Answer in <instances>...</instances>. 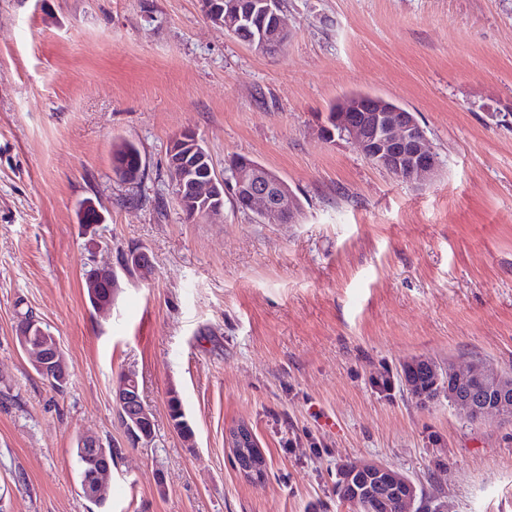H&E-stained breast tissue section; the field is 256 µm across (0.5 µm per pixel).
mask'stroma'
Listing matches in <instances>:
<instances>
[{"label":"stroma","instance_id":"stroma-1","mask_svg":"<svg viewBox=\"0 0 512 512\" xmlns=\"http://www.w3.org/2000/svg\"><path fill=\"white\" fill-rule=\"evenodd\" d=\"M291 37L261 54L199 0H0V512H353L352 459L380 461L448 512H512V424L423 406L382 372L429 358L512 374V0H284ZM355 92L414 112L438 160L424 184L324 139ZM193 131L217 177L242 154L288 181L296 224L225 200L186 221L167 165ZM140 150L134 186L112 144ZM104 221H79L84 199ZM147 253L148 278L123 269ZM117 271L107 311L83 287ZM31 312L63 348L51 390L15 341ZM135 373L154 415L130 447L113 402ZM181 395L195 438L167 415ZM244 421L268 477L245 481ZM117 448L103 504L76 440ZM141 159L138 147L128 141H121L113 144L112 149V172L122 182H132L137 180L138 183L143 176H140L132 168L129 167L130 160ZM126 160V163L123 161ZM137 183V184H138ZM225 438L228 448L234 450L235 448H256V450L254 449L255 452L261 451L260 448L258 449L250 425L246 422H238L229 427L225 433ZM96 442H97L96 439L91 437L90 434L81 435L80 440H79V448H76V456H77V461H78V479H79L80 489L86 498H88V497L85 494L84 488L86 486H88V487L92 486V484L95 480V477H96L95 475H96L97 469H94L93 467H91L84 461V458L82 457V455L80 453V449L81 448H96L97 447Z\"/></svg>","mask_w":512,"mask_h":512}]
</instances>
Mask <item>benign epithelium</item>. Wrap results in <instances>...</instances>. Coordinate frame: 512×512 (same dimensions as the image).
<instances>
[{
	"label": "benign epithelium",
	"mask_w": 512,
	"mask_h": 512,
	"mask_svg": "<svg viewBox=\"0 0 512 512\" xmlns=\"http://www.w3.org/2000/svg\"><path fill=\"white\" fill-rule=\"evenodd\" d=\"M278 7L277 0H262L259 4V8L279 18V26L267 30L255 43L260 52L289 40L290 30ZM201 8L213 23L232 34L250 20V16L243 14L239 0H224L221 8L216 7L214 0H201ZM340 111L347 113V117L336 123V129L327 127L321 131L323 137L338 136L354 142L371 164L409 181L422 184L435 176L437 157L414 113L372 94L346 103ZM233 181L246 209L265 216L273 224L297 223L300 211L295 197L279 178L243 159L234 169ZM39 329L36 320L16 326L18 345L37 372L63 385L68 371L60 342L56 338L46 342L35 338L34 331ZM420 370L434 376L433 386L423 389L415 382L414 376ZM400 381L409 394L424 404L444 391L450 404L468 418L512 420V379L485 364L468 367L450 361L442 369L431 360L414 359L403 364ZM113 400L129 435L142 433L154 424L153 414L135 384L116 387ZM225 438L227 447L234 450L232 460L239 475L247 481H257L250 459L238 452L240 448L257 447L250 425H232ZM340 496L348 503L366 506V512H447L446 503H424L411 479L374 461L353 462Z\"/></svg>",
	"instance_id": "7a95c632"
}]
</instances>
